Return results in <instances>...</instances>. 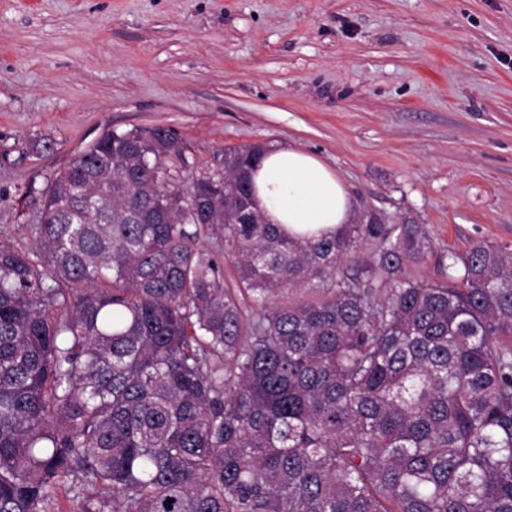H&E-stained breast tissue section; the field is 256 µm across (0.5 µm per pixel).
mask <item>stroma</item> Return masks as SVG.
<instances>
[{"label": "stroma", "instance_id": "obj_1", "mask_svg": "<svg viewBox=\"0 0 512 512\" xmlns=\"http://www.w3.org/2000/svg\"><path fill=\"white\" fill-rule=\"evenodd\" d=\"M164 125L201 171L295 145L358 213L425 225L407 264L512 246V0H0V240L19 189L107 132Z\"/></svg>", "mask_w": 512, "mask_h": 512}]
</instances>
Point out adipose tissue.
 <instances>
[{"instance_id":"obj_1","label":"adipose tissue","mask_w":512,"mask_h":512,"mask_svg":"<svg viewBox=\"0 0 512 512\" xmlns=\"http://www.w3.org/2000/svg\"><path fill=\"white\" fill-rule=\"evenodd\" d=\"M251 179L256 208L289 237H330L354 218L351 197L336 173L297 147L266 149Z\"/></svg>"}]
</instances>
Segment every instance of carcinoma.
I'll list each match as a JSON object with an SVG mask.
<instances>
[{"label": "carcinoma", "instance_id": "carcinoma-1", "mask_svg": "<svg viewBox=\"0 0 512 512\" xmlns=\"http://www.w3.org/2000/svg\"><path fill=\"white\" fill-rule=\"evenodd\" d=\"M264 150L183 186L172 128L112 131L22 192L38 249L0 241V512H57L58 489L79 512H512V248L423 282L403 276L422 224L246 223Z\"/></svg>", "mask_w": 512, "mask_h": 512}]
</instances>
